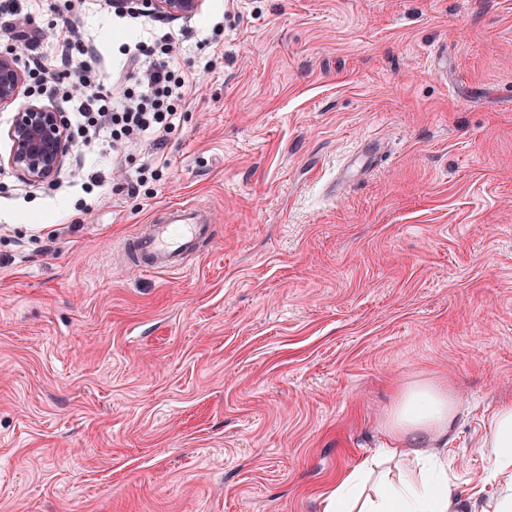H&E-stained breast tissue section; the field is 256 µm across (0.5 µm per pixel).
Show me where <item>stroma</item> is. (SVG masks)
Segmentation results:
<instances>
[{
    "label": "stroma",
    "instance_id": "obj_1",
    "mask_svg": "<svg viewBox=\"0 0 512 512\" xmlns=\"http://www.w3.org/2000/svg\"><path fill=\"white\" fill-rule=\"evenodd\" d=\"M34 22L106 75L144 34L108 0ZM155 31L196 82L160 180L84 213L99 145L0 184V512H323L421 382L461 404L448 487L481 512L512 400V0H204ZM369 141L381 165L329 196ZM186 198L214 217L192 265L126 264Z\"/></svg>",
    "mask_w": 512,
    "mask_h": 512
}]
</instances>
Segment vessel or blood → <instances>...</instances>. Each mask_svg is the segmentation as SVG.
Returning a JSON list of instances; mask_svg holds the SVG:
<instances>
[{"mask_svg": "<svg viewBox=\"0 0 512 512\" xmlns=\"http://www.w3.org/2000/svg\"><path fill=\"white\" fill-rule=\"evenodd\" d=\"M378 152L359 151L339 172L338 188L350 185L359 172L376 166ZM210 211L183 201L157 210L151 223L125 241V251L133 264L145 272L177 273L187 269L196 257L200 242L212 233Z\"/></svg>", "mask_w": 512, "mask_h": 512, "instance_id": "vessel-or-blood-1", "label": "vessel or blood"}]
</instances>
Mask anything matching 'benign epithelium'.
Segmentation results:
<instances>
[{
  "instance_id": "benign-epithelium-1",
  "label": "benign epithelium",
  "mask_w": 512,
  "mask_h": 512,
  "mask_svg": "<svg viewBox=\"0 0 512 512\" xmlns=\"http://www.w3.org/2000/svg\"><path fill=\"white\" fill-rule=\"evenodd\" d=\"M119 11L155 15L170 21H189L202 0H109ZM26 83L17 65V49L0 52V108L12 104ZM11 147L8 164L17 177L31 185L54 180L70 153L62 109L41 101L28 102L15 113L7 132Z\"/></svg>"
}]
</instances>
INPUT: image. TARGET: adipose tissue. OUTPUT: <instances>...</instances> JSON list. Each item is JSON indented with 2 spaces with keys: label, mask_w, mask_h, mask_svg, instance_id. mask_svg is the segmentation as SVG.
I'll return each instance as SVG.
<instances>
[{
  "label": "adipose tissue",
  "mask_w": 512,
  "mask_h": 512,
  "mask_svg": "<svg viewBox=\"0 0 512 512\" xmlns=\"http://www.w3.org/2000/svg\"><path fill=\"white\" fill-rule=\"evenodd\" d=\"M461 414L459 401L432 383L403 388L386 423L398 445L384 449L387 460L414 457L417 474H376L366 460L342 473L325 499V512H450L448 476L435 447L447 446ZM486 447L493 451V468L500 483L485 512H512V401L501 402L488 421Z\"/></svg>",
  "instance_id": "adipose-tissue-1"
}]
</instances>
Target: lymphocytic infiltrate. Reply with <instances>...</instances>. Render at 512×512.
<instances>
[{
    "label": "lymphocytic infiltrate",
    "instance_id": "obj_1",
    "mask_svg": "<svg viewBox=\"0 0 512 512\" xmlns=\"http://www.w3.org/2000/svg\"><path fill=\"white\" fill-rule=\"evenodd\" d=\"M22 15L18 0H0V35L22 41L18 63L28 72L31 93H54L70 102V138L86 139L93 134L104 138L114 168H122L129 150L147 147L136 176L126 180L130 190L157 177L167 165L163 150L168 135L180 124L181 107L193 80L191 72L172 65L180 46L178 37L169 33L125 46L123 67L104 83L86 61L92 48L65 43L57 54L44 52V28L29 24L16 30L15 21ZM47 70L66 74V82L45 86L41 74Z\"/></svg>",
    "mask_w": 512,
    "mask_h": 512
}]
</instances>
